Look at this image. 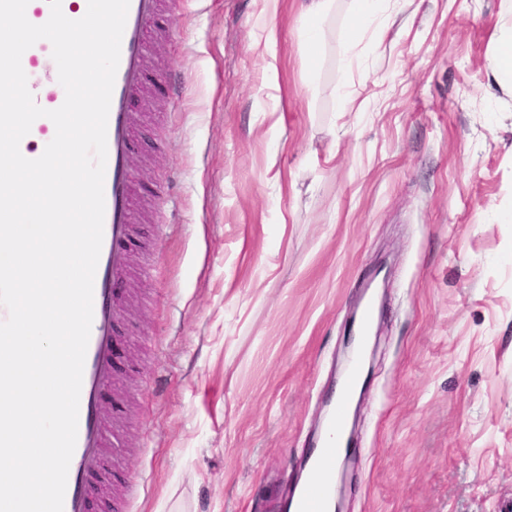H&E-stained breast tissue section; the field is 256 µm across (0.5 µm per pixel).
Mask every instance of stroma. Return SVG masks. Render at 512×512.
<instances>
[{"instance_id": "1", "label": "stroma", "mask_w": 512, "mask_h": 512, "mask_svg": "<svg viewBox=\"0 0 512 512\" xmlns=\"http://www.w3.org/2000/svg\"><path fill=\"white\" fill-rule=\"evenodd\" d=\"M130 167L112 512H279L367 297L344 512H512V98L500 0H165ZM276 55L268 57V26ZM277 80L268 85L266 65ZM302 15L307 21L304 30L305 52L313 56L318 48L320 41L319 22L325 18L333 7V0H304ZM353 2L354 19L345 28V41L349 46L356 40L359 24L373 19L385 3L384 0H353ZM489 90L512 96V26L510 33L495 34Z\"/></svg>"}]
</instances>
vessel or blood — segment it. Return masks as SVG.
<instances>
[{
	"instance_id": "1",
	"label": "vessel or blood",
	"mask_w": 512,
	"mask_h": 512,
	"mask_svg": "<svg viewBox=\"0 0 512 512\" xmlns=\"http://www.w3.org/2000/svg\"><path fill=\"white\" fill-rule=\"evenodd\" d=\"M159 6V0H130L121 42L107 123L103 242L94 280L93 321L83 371L77 442L63 512H90L87 487L103 476L110 464L106 444L113 436L112 420L100 412L99 398L113 380L112 340L121 313L117 290L131 268L128 243L133 230V195L129 159L140 118L132 112L130 102L147 80L149 24L157 17ZM51 53V44L42 40L26 50L21 59L36 104L49 110L60 107L65 99L57 84L41 75ZM54 135L50 119H37L20 143L21 153L29 159L38 158ZM335 456L336 423L331 420L309 455V480L288 501L287 512H329L334 476L328 462Z\"/></svg>"
}]
</instances>
